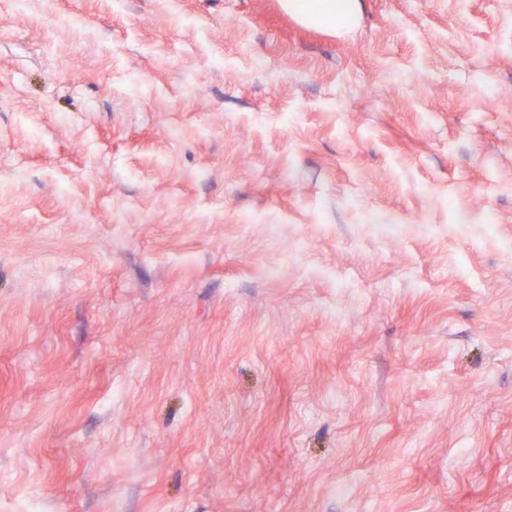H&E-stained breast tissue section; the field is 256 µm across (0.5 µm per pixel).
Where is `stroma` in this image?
Returning <instances> with one entry per match:
<instances>
[{
    "mask_svg": "<svg viewBox=\"0 0 512 512\" xmlns=\"http://www.w3.org/2000/svg\"><path fill=\"white\" fill-rule=\"evenodd\" d=\"M356 4L0 5V512H512V0ZM288 1V0H287ZM307 0H289L286 8L290 11L303 15V17L314 23L336 26V18H343L345 24L355 12L354 0H315V5L309 4Z\"/></svg>",
    "mask_w": 512,
    "mask_h": 512,
    "instance_id": "stroma-1",
    "label": "stroma"
}]
</instances>
